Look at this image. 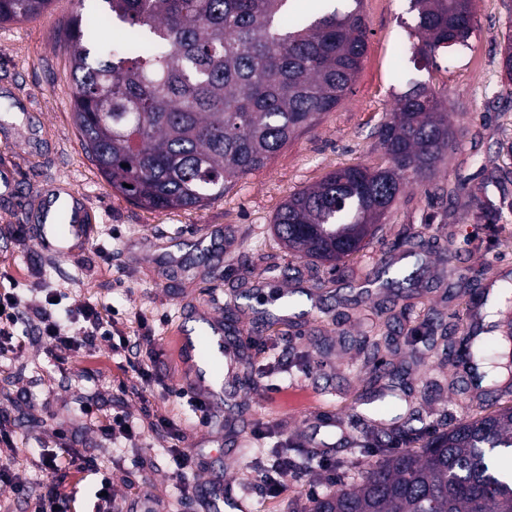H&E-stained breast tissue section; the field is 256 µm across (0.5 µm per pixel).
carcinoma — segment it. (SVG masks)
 Instances as JSON below:
<instances>
[{"label": "carcinoma", "mask_w": 512, "mask_h": 512, "mask_svg": "<svg viewBox=\"0 0 512 512\" xmlns=\"http://www.w3.org/2000/svg\"><path fill=\"white\" fill-rule=\"evenodd\" d=\"M50 0H0V23ZM361 0H325L284 30L289 0H97L64 37L72 111L86 152L112 189L146 209L198 208L230 178L267 165L345 98L367 44ZM412 54L427 63L472 33L471 0H410ZM119 27L126 43L103 40ZM389 165L338 169L291 196L275 235L298 257L338 265L376 234L401 188L427 181L456 137L448 108L408 82L378 130ZM429 346L486 361L494 348L457 338L440 316ZM381 457L302 512H512V406L429 435L405 419L376 438Z\"/></svg>", "instance_id": "obj_1"}]
</instances>
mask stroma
<instances>
[{
    "mask_svg": "<svg viewBox=\"0 0 512 512\" xmlns=\"http://www.w3.org/2000/svg\"><path fill=\"white\" fill-rule=\"evenodd\" d=\"M80 9L79 0H53L40 17L0 24V172L18 184L16 194H0V282L24 288L35 305L47 289L61 290L54 312L71 334L78 327L67 314L86 302L117 312L124 336L137 334L136 319L144 317L156 380L145 400L129 398L118 388L126 351L103 343L61 366L17 325L23 347L0 356V411L14 422V445L0 450V468L38 491L42 458L63 434L111 471L120 502L146 491L156 512H204L206 501L224 512L222 494L231 490L253 512H300L312 489L329 490L325 472L312 466L306 481L271 497L252 459L299 445L317 456H354L360 471L374 464L371 436L389 421L360 422L381 392L367 383L365 344L381 338L385 307L400 331L380 356L409 389L419 411L414 427L512 406V394L480 403L450 389L454 366L422 342L438 313L469 333L477 301L512 283V96L502 70L512 0H473L468 45L438 53L423 69L409 51L416 24L409 0H362L367 50L339 106L265 167L230 180L223 197L158 211L113 191L82 147L63 41L66 20ZM409 76L447 100L455 150L429 182L402 188L381 231L338 270L297 258L272 229L280 205L336 169L387 165L376 131ZM457 183L465 192L443 197ZM59 190L73 194L84 214L81 239L61 257L15 236L19 225L38 224L46 196ZM474 190L495 204L496 223L474 218ZM205 233L213 244L198 248ZM195 308L232 315L242 340L234 350L242 370L225 378L226 398L205 426L194 425L190 407L173 395L193 373L182 338ZM119 410L140 426L139 436L109 440L94 426V418ZM161 415L180 421L179 440L150 431L148 421ZM171 446L200 456L189 477L193 496H183L168 473Z\"/></svg>",
    "mask_w": 512,
    "mask_h": 512,
    "instance_id": "obj_1",
    "label": "stroma"
}]
</instances>
